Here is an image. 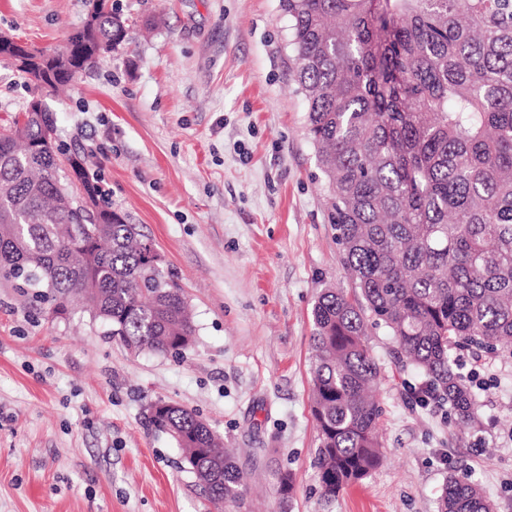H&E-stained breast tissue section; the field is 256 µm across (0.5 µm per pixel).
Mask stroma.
<instances>
[{
  "mask_svg": "<svg viewBox=\"0 0 512 512\" xmlns=\"http://www.w3.org/2000/svg\"><path fill=\"white\" fill-rule=\"evenodd\" d=\"M124 47L46 107L106 200L139 225L197 328L181 355L134 352L86 310L30 308L0 278V512H219L147 408L195 412L234 449L240 512H438L448 475L512 512V348L461 349L477 414L417 401L425 373L368 325L381 367V464L332 501L313 466L312 309L359 296L291 77L279 0H113ZM83 0H0V33L49 51ZM293 478L282 500L275 476Z\"/></svg>",
  "mask_w": 512,
  "mask_h": 512,
  "instance_id": "1",
  "label": "stroma"
}]
</instances>
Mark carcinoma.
Instances as JSON below:
<instances>
[{
	"instance_id": "obj_1",
	"label": "carcinoma",
	"mask_w": 512,
	"mask_h": 512,
	"mask_svg": "<svg viewBox=\"0 0 512 512\" xmlns=\"http://www.w3.org/2000/svg\"><path fill=\"white\" fill-rule=\"evenodd\" d=\"M86 20L39 64L11 63L53 90L123 46L125 19L85 0ZM293 79L330 186L331 224L362 301L334 288L313 311L314 467L336 498L381 461L379 364L366 317L448 396L458 419L474 395L451 364L457 348L512 345V0H279ZM53 127L43 109L0 138V278L55 315L80 300L127 347L180 354L196 326L182 289L148 265L152 240L112 209L81 156L35 149ZM103 211L65 192V161ZM227 512L244 498L235 457L195 413L149 417ZM440 512H492L475 485L448 477Z\"/></svg>"
}]
</instances>
